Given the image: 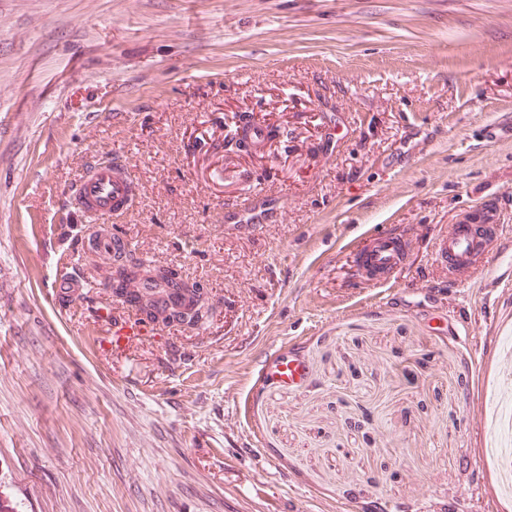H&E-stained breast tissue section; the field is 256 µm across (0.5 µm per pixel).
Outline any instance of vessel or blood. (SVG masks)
Listing matches in <instances>:
<instances>
[{"label":"vessel or blood","instance_id":"b4317fda","mask_svg":"<svg viewBox=\"0 0 512 512\" xmlns=\"http://www.w3.org/2000/svg\"><path fill=\"white\" fill-rule=\"evenodd\" d=\"M277 128L245 119L237 123L234 138L247 152H263L269 140L277 138ZM136 183L122 157L94 166L70 197L76 209L97 221L106 222L123 215L130 207ZM512 251V237L504 231L497 208L491 201L454 224L450 234L436 243L434 258L446 272L461 275L488 269L498 253ZM408 243L403 234L383 228L371 235L354 254L356 277L369 286L394 287L407 268Z\"/></svg>","mask_w":512,"mask_h":512}]
</instances>
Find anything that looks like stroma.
Masks as SVG:
<instances>
[{
    "label": "stroma",
    "instance_id": "stroma-1",
    "mask_svg": "<svg viewBox=\"0 0 512 512\" xmlns=\"http://www.w3.org/2000/svg\"><path fill=\"white\" fill-rule=\"evenodd\" d=\"M230 117L281 136L246 153ZM117 153L140 188L117 230L213 308L121 353L66 202ZM255 191L273 218L246 236L224 207ZM489 194L512 236V0H0V512L512 496V391L482 356L512 346V255L431 293ZM379 226L413 237L402 302L352 276Z\"/></svg>",
    "mask_w": 512,
    "mask_h": 512
}]
</instances>
